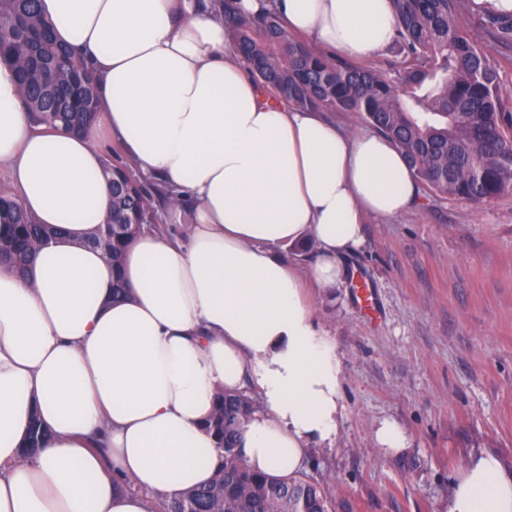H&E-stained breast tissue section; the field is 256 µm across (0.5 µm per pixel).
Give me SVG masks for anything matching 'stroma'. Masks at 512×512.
<instances>
[{
  "label": "stroma",
  "instance_id": "stroma-1",
  "mask_svg": "<svg viewBox=\"0 0 512 512\" xmlns=\"http://www.w3.org/2000/svg\"><path fill=\"white\" fill-rule=\"evenodd\" d=\"M462 15L512 110V43L495 42L487 16ZM363 237L341 287L308 291L339 348L344 410L305 475L329 512H448L470 457L493 453L512 474V190L476 205L425 189ZM386 421L404 448L378 443Z\"/></svg>",
  "mask_w": 512,
  "mask_h": 512
}]
</instances>
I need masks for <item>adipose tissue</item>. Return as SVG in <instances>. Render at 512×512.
Here are the masks:
<instances>
[{"label": "adipose tissue", "mask_w": 512, "mask_h": 512, "mask_svg": "<svg viewBox=\"0 0 512 512\" xmlns=\"http://www.w3.org/2000/svg\"><path fill=\"white\" fill-rule=\"evenodd\" d=\"M272 10L310 45L358 62L391 43V0H238ZM58 43L97 76L102 109L80 133L34 127L0 64V165L54 234L26 275L0 267V512H152L211 481L203 426L215 392L252 387L261 412L238 451L296 475L343 413L341 359L316 328L309 287L343 282L362 226L411 208L420 187L375 131L349 136L276 99L236 57L217 0H41ZM164 181L191 212L186 235L128 248L131 295L84 240L112 217L103 149ZM312 249L300 266L279 248ZM49 433L30 456L31 416ZM448 512H512V476L470 457Z\"/></svg>", "instance_id": "obj_1"}]
</instances>
